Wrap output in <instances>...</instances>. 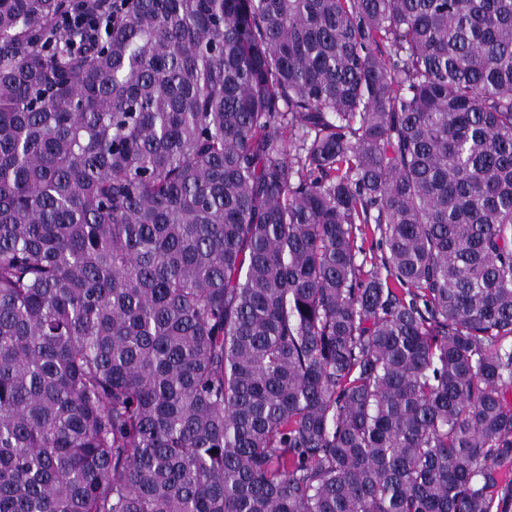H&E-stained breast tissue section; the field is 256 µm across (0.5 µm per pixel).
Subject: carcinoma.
<instances>
[{"instance_id": "obj_1", "label": "carcinoma", "mask_w": 512, "mask_h": 512, "mask_svg": "<svg viewBox=\"0 0 512 512\" xmlns=\"http://www.w3.org/2000/svg\"><path fill=\"white\" fill-rule=\"evenodd\" d=\"M509 393L512 0H0V512H512Z\"/></svg>"}]
</instances>
